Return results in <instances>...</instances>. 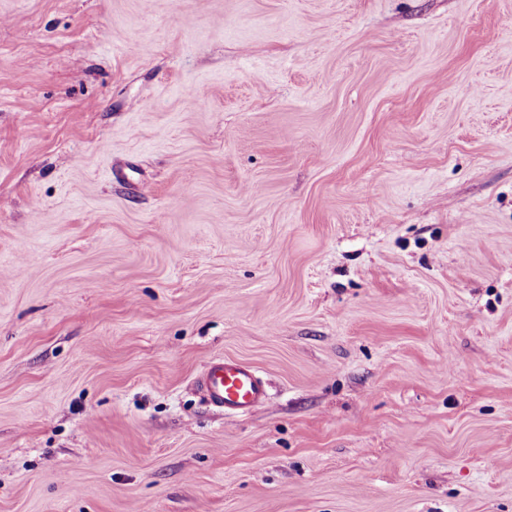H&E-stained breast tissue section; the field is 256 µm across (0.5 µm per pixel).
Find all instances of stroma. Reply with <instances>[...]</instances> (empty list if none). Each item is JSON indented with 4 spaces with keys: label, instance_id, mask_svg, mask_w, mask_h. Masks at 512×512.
I'll return each mask as SVG.
<instances>
[{
    "label": "stroma",
    "instance_id": "35a3bbf8",
    "mask_svg": "<svg viewBox=\"0 0 512 512\" xmlns=\"http://www.w3.org/2000/svg\"><path fill=\"white\" fill-rule=\"evenodd\" d=\"M510 17L0 0V512H512ZM198 387L227 414H247L268 399L264 380L250 365L223 358L212 361L198 378Z\"/></svg>",
    "mask_w": 512,
    "mask_h": 512
}]
</instances>
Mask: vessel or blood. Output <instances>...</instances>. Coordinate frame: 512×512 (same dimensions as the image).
Listing matches in <instances>:
<instances>
[{
    "label": "vessel or blood",
    "mask_w": 512,
    "mask_h": 512,
    "mask_svg": "<svg viewBox=\"0 0 512 512\" xmlns=\"http://www.w3.org/2000/svg\"><path fill=\"white\" fill-rule=\"evenodd\" d=\"M198 387L211 404L228 414L250 413L268 399L266 384L253 367L223 358L206 367Z\"/></svg>",
    "instance_id": "obj_1"
}]
</instances>
